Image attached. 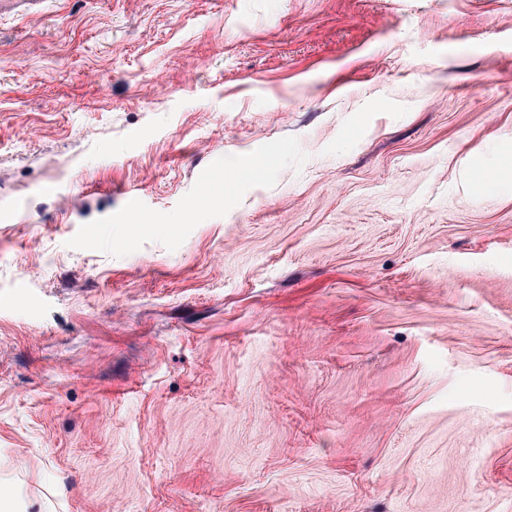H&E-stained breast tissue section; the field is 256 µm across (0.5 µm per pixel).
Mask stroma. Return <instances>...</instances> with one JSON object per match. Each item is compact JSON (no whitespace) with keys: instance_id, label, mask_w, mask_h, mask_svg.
Returning a JSON list of instances; mask_svg holds the SVG:
<instances>
[{"instance_id":"35a3bbf8","label":"stroma","mask_w":512,"mask_h":512,"mask_svg":"<svg viewBox=\"0 0 512 512\" xmlns=\"http://www.w3.org/2000/svg\"><path fill=\"white\" fill-rule=\"evenodd\" d=\"M0 481L512 512V0L1 18Z\"/></svg>"}]
</instances>
